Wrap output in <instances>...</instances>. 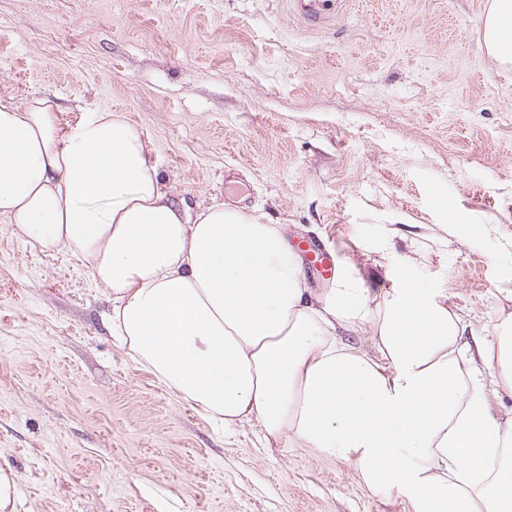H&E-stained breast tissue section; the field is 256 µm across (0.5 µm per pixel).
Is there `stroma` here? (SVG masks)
<instances>
[{"label":"stroma","instance_id":"stroma-1","mask_svg":"<svg viewBox=\"0 0 512 512\" xmlns=\"http://www.w3.org/2000/svg\"><path fill=\"white\" fill-rule=\"evenodd\" d=\"M489 0H0V97L144 134L167 191L245 207L371 293L448 296L471 336L512 310V71ZM86 262L0 216V465L14 512H399L354 469L215 426L106 323ZM296 10L312 26L319 25L325 18V4L323 0H295ZM512 28V1L493 0L483 19L484 37L489 51L502 61H512V41H505L502 31Z\"/></svg>","mask_w":512,"mask_h":512}]
</instances>
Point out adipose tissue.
<instances>
[{"label": "adipose tissue", "mask_w": 512, "mask_h": 512, "mask_svg": "<svg viewBox=\"0 0 512 512\" xmlns=\"http://www.w3.org/2000/svg\"><path fill=\"white\" fill-rule=\"evenodd\" d=\"M512 0L483 20L512 61ZM0 215L44 251L87 260L113 336L221 426H260L350 465L402 512H512V312L463 342L446 298L409 281L371 296L337 269L313 297L283 225L163 188L141 131L91 112L70 130L52 99L0 98ZM366 330L364 345L340 332Z\"/></svg>", "instance_id": "ef3b65f1"}]
</instances>
